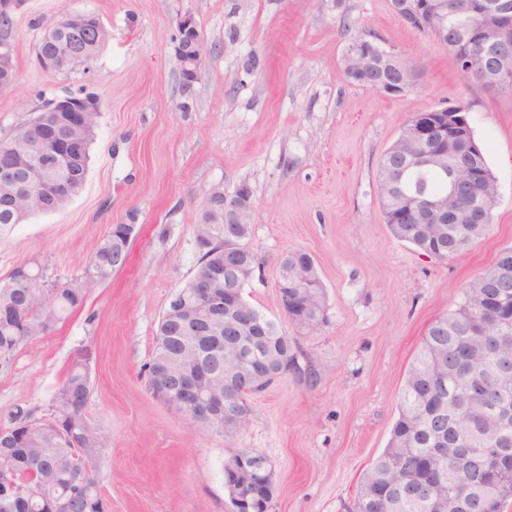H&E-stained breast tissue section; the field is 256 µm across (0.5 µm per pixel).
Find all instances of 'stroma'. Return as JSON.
<instances>
[{"label": "stroma", "mask_w": 512, "mask_h": 512, "mask_svg": "<svg viewBox=\"0 0 512 512\" xmlns=\"http://www.w3.org/2000/svg\"><path fill=\"white\" fill-rule=\"evenodd\" d=\"M59 6L23 0L12 14L16 81L0 90V139L78 90L98 97L101 118L69 205L0 231V282L22 264L47 286L83 282L112 225L137 231L126 267L0 364V428L19 407L47 415L85 358L86 415L106 439L96 478L111 512H228L224 463L242 448L273 470L271 512H343L390 438L431 323L512 248V91L468 79L390 0H72L112 37L89 64L53 74L36 49ZM187 13L206 45L188 98L173 40ZM364 31L422 64L415 86L385 97L347 81L341 57ZM448 105L468 107L498 199L487 233L442 263L391 234L378 164L411 117ZM243 185L259 258L244 296L288 336L296 365L250 398L246 425L227 439L155 397L146 366L163 310L199 266L203 203ZM291 249L313 256L324 286L326 320L315 328L280 307L279 262Z\"/></svg>", "instance_id": "obj_1"}]
</instances>
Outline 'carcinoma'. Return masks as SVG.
I'll list each match as a JSON object with an SVG mask.
<instances>
[{
	"instance_id": "cac0c4a2",
	"label": "carcinoma",
	"mask_w": 512,
	"mask_h": 512,
	"mask_svg": "<svg viewBox=\"0 0 512 512\" xmlns=\"http://www.w3.org/2000/svg\"><path fill=\"white\" fill-rule=\"evenodd\" d=\"M56 38L72 45L92 61L101 47H87L76 39L72 29L63 27ZM100 113L92 114L87 127L78 134L66 133L67 151L90 161V147ZM380 203L385 222L399 241L415 246L425 255L447 262L468 249L483 236L492 218L491 205H485L482 224H471L460 213L457 224H415L405 215L407 207L401 199L417 190L439 195L448 190V180L438 170L419 160L401 171L393 165V148H388L379 161ZM15 195L29 215L43 212V199L37 192L15 190L0 183V196ZM117 224L99 241L91 259L104 264L107 278L115 271L112 256L128 255L130 242ZM223 243L203 251L197 272L219 260ZM306 259L309 266L297 274L309 281L311 288L302 296L288 289L291 321L301 327H317L325 322V295L314 259L302 249L288 251L280 265L293 267L296 259ZM512 271V249L502 251L494 265L472 280L464 290V299L454 311L438 317L429 327L421 348L410 366L402 389L398 417L386 448L363 474L358 493L348 512H475L480 500H487L491 512H503L512 499V472L485 466L481 453L486 448H500L512 460V369L501 368L503 359L512 361V330L489 340L482 335L483 308L497 300L499 289L490 280L500 271ZM60 297L55 305L57 318L65 317L80 307L86 289L73 283H56ZM25 289L23 283L9 278L0 283V304L14 300ZM45 311L37 297L27 309L29 331L18 322H0V345L15 350L38 335L40 316ZM246 338L224 337L225 373L234 361V346L245 344ZM259 355L268 366V377L256 388L227 392V406L237 421L224 435L231 437L245 424L246 399L265 391L288 369L295 366L293 347L276 325L270 335L260 340ZM196 339L180 335L179 325L166 317L159 320L154 348L147 366L148 386L165 402L171 398L157 388V377L174 379L185 364L195 358ZM85 362L78 361L69 370L64 384L76 392L90 387L85 378ZM28 423L26 458L14 465L16 483L37 490L38 496L22 501L0 489V512H43L44 497L61 501L68 512H83L86 505L101 499L93 473L81 467L79 449L65 441L50 421L35 418L22 408L9 417L10 425Z\"/></svg>"
}]
</instances>
